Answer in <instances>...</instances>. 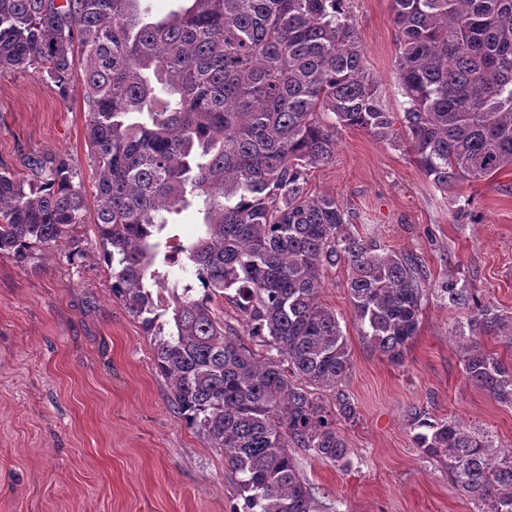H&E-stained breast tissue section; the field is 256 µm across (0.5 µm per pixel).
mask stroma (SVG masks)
<instances>
[{"label": "stroma", "instance_id": "stroma-1", "mask_svg": "<svg viewBox=\"0 0 512 512\" xmlns=\"http://www.w3.org/2000/svg\"><path fill=\"white\" fill-rule=\"evenodd\" d=\"M348 7L389 111H402L391 0ZM336 140L333 162L312 169L309 184L344 204L353 232L416 256L430 285L453 272L512 311V168L444 195L404 148L353 128ZM58 159L93 195L80 84L63 97L31 73H0V169L30 179ZM461 209L468 219H456ZM100 255L90 221L27 266L0 253V512H233L235 475L173 413L155 337L113 298ZM347 278L345 264L327 271L321 301L353 360L346 390L359 418L339 425L351 464L293 451L323 512H474L447 470L414 448L409 411L459 417L512 448V408L466 382L451 336L457 310L429 294L396 365L358 335Z\"/></svg>", "mask_w": 512, "mask_h": 512}]
</instances>
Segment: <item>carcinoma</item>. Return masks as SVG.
<instances>
[{
	"label": "carcinoma",
	"instance_id": "1",
	"mask_svg": "<svg viewBox=\"0 0 512 512\" xmlns=\"http://www.w3.org/2000/svg\"><path fill=\"white\" fill-rule=\"evenodd\" d=\"M142 2L0 0V72L31 69L62 97L80 72L112 295L148 332L172 311L155 371L177 418L224 450L243 499L234 512H321L292 449L345 468L336 424L358 419L346 336L320 300L324 272L345 261L359 335L397 364L427 288L418 258L351 231L336 197L310 192L308 172L333 161L340 128L406 148L445 194L512 168V0H392L401 112L387 108L347 0H187L158 21ZM195 200L200 233L179 243L168 215ZM87 213L65 161L34 180L0 171V251L22 266ZM171 247L202 296L186 286L153 298ZM437 295L465 313L452 332L466 380L512 407V362L483 345L512 349V312L455 276ZM215 296L236 306L243 334L224 327ZM409 422L414 447L477 512H512V449L420 408Z\"/></svg>",
	"mask_w": 512,
	"mask_h": 512
}]
</instances>
